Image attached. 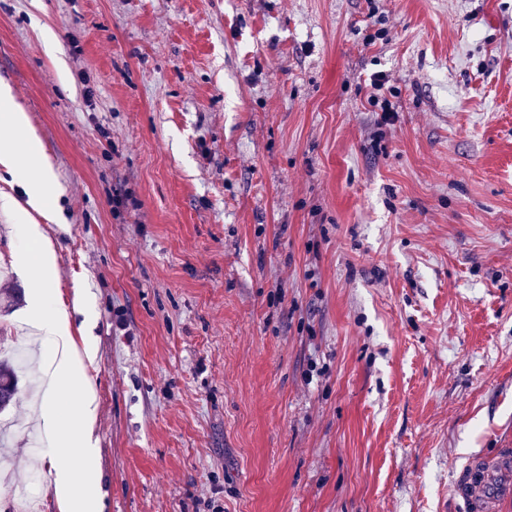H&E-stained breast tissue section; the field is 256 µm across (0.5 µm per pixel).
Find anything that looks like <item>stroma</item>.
Wrapping results in <instances>:
<instances>
[{"label": "stroma", "mask_w": 512, "mask_h": 512, "mask_svg": "<svg viewBox=\"0 0 512 512\" xmlns=\"http://www.w3.org/2000/svg\"><path fill=\"white\" fill-rule=\"evenodd\" d=\"M1 82L102 512H460L512 448V0H0ZM34 250L0 211V347L43 361ZM41 442L10 480L69 467ZM0 112L2 126L25 132L21 147L11 140H0V165L12 176L13 182L23 188L25 204L43 218L50 219L53 214L52 172L46 163L39 137L30 130L26 112L14 105L8 86L0 88ZM20 155L25 160V166L21 165ZM31 171L36 172L35 177L29 175ZM453 495L465 512H497L512 502V448L468 457L456 471Z\"/></svg>", "instance_id": "35a3bbf8"}]
</instances>
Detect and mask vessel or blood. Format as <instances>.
<instances>
[{
	"mask_svg": "<svg viewBox=\"0 0 512 512\" xmlns=\"http://www.w3.org/2000/svg\"><path fill=\"white\" fill-rule=\"evenodd\" d=\"M453 495L464 512H497L512 502V448L468 457L456 471Z\"/></svg>",
	"mask_w": 512,
	"mask_h": 512,
	"instance_id": "obj_1",
	"label": "vessel or blood"
}]
</instances>
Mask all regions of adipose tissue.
Wrapping results in <instances>:
<instances>
[{"mask_svg":"<svg viewBox=\"0 0 512 512\" xmlns=\"http://www.w3.org/2000/svg\"><path fill=\"white\" fill-rule=\"evenodd\" d=\"M0 125L25 134L19 145L8 139L0 140V168L5 169L24 192L20 198L0 193V210L23 213V233L38 247L33 264L41 274L42 287L35 297L36 303L40 304L50 293L54 267V252L40 224L41 219L51 218L53 214V176L42 143L30 129L26 112L14 105L11 91L6 86L0 88ZM40 327L52 347L47 373L53 391L72 394L78 399L76 428L62 427L50 400L45 402L41 418L51 433L53 451L82 466L95 451L91 439L95 408L86 373V364L93 361L95 352L88 344L81 348L76 346L65 311L43 317Z\"/></svg>","mask_w":512,"mask_h":512,"instance_id":"adipose-tissue-1","label":"adipose tissue"}]
</instances>
